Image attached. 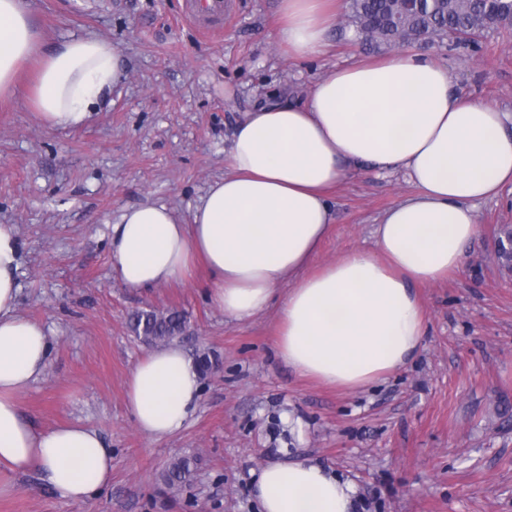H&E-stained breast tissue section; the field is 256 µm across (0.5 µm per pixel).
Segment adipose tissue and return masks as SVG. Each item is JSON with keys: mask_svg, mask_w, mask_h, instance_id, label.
<instances>
[{"mask_svg": "<svg viewBox=\"0 0 512 512\" xmlns=\"http://www.w3.org/2000/svg\"><path fill=\"white\" fill-rule=\"evenodd\" d=\"M339 13L331 0H280L276 40L290 57L322 55ZM37 59L29 102L52 130L83 127L121 76V55L95 36L46 47L21 0H0V96ZM227 172L180 223L163 205L125 209L110 227L112 261L125 286L182 281L202 259L207 294L248 321L275 293L276 349L298 375L343 391L405 366L427 335L416 288L457 273L477 238L476 206L512 186V113L461 97L448 69L417 51L334 68L304 100L248 112L224 155ZM403 171L417 191L389 207L374 246L316 265L334 214L328 191L347 169ZM19 244L0 224V496L14 475L38 470L65 500L88 501L112 478L98 431L72 423L35 430L18 396L44 373L43 325L16 311ZM200 380L175 343L140 358L126 385L136 427L161 439L198 409ZM254 474L261 512H359L355 483L283 449Z\"/></svg>", "mask_w": 512, "mask_h": 512, "instance_id": "ef3b65f1", "label": "adipose tissue"}]
</instances>
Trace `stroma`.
<instances>
[{
    "label": "stroma",
    "instance_id": "obj_1",
    "mask_svg": "<svg viewBox=\"0 0 512 512\" xmlns=\"http://www.w3.org/2000/svg\"><path fill=\"white\" fill-rule=\"evenodd\" d=\"M190 0H25L47 45L91 34L120 51L123 74L81 129H48L29 101L32 64L0 99V224L16 225L20 315L51 341L44 377L20 397L35 428L81 422L112 450V480L86 502H65L37 472L17 478L0 512H258L252 473L279 449L302 448L357 485L361 512H512V267L488 258L499 226L512 225V191L476 207L478 239L462 270L418 289L428 336L404 368L343 392L294 373L275 349L277 310L247 322L205 296L195 265L180 283L125 287L109 226L123 209L169 207L189 223L245 113L305 95L329 70L374 58L346 23L327 52L292 59L275 35L279 0H223L205 24ZM456 90L512 113V24L489 31L480 52L451 40L425 47ZM402 173L348 171L330 192L336 221L316 258L323 265L374 245L382 213L412 194ZM175 309L190 359L222 370L201 380L195 415L173 436L138 431L126 383L149 350L130 316ZM290 413L302 433L282 421ZM198 459L196 481L163 492L171 459Z\"/></svg>",
    "mask_w": 512,
    "mask_h": 512
}]
</instances>
